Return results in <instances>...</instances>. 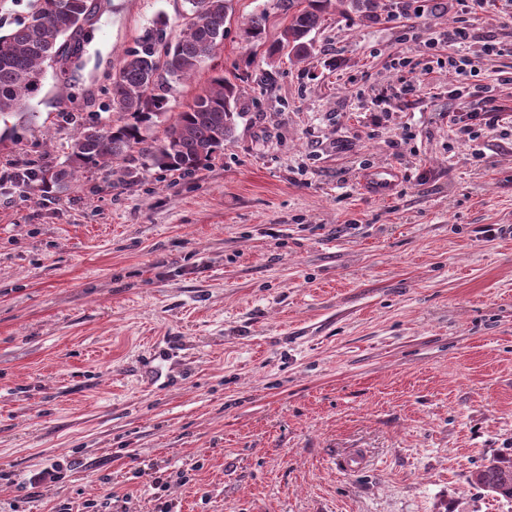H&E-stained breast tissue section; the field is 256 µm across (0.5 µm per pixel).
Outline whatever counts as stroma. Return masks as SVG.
I'll return each instance as SVG.
<instances>
[{
    "instance_id": "stroma-1",
    "label": "stroma",
    "mask_w": 512,
    "mask_h": 512,
    "mask_svg": "<svg viewBox=\"0 0 512 512\" xmlns=\"http://www.w3.org/2000/svg\"><path fill=\"white\" fill-rule=\"evenodd\" d=\"M98 2L0 161H63L126 50L185 23V0ZM407 2L329 11L312 58L264 88L288 16L230 0L223 47L171 100L219 72L241 87L223 153L189 175L143 161L131 184L0 187V512H512L468 483L512 458V131L460 143L451 115L483 104L448 96L490 85L512 106V54L480 43L512 41V0ZM463 23L460 75L435 43ZM382 169L400 178L378 198L363 179Z\"/></svg>"
}]
</instances>
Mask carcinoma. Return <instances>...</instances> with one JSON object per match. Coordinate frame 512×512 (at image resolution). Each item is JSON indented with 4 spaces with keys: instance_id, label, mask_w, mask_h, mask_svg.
I'll list each match as a JSON object with an SVG mask.
<instances>
[{
    "instance_id": "cac0c4a2",
    "label": "carcinoma",
    "mask_w": 512,
    "mask_h": 512,
    "mask_svg": "<svg viewBox=\"0 0 512 512\" xmlns=\"http://www.w3.org/2000/svg\"><path fill=\"white\" fill-rule=\"evenodd\" d=\"M197 20L174 37L157 28L138 40L112 80L106 111L126 117L118 123H90L77 129L67 159L60 165L26 163L6 179L16 186L43 192L69 190L79 172H95L118 161L132 165L142 157L164 171L191 174L231 141L242 117L240 87L220 73L179 112L169 111L172 84L190 78L224 44L228 33L229 0H187ZM288 12V25L268 49L273 60L301 62L314 51L310 34L319 29L332 0H278ZM343 13L375 17L380 0H339ZM97 15L94 0H31L27 17L7 33H0V119L18 118L32 124L36 113L26 103L42 88L50 67L60 79L80 57L85 26ZM265 34V14L253 16L242 29L248 42ZM165 124L160 141L150 128ZM469 483L512 501V459L494 458L474 471Z\"/></svg>"
}]
</instances>
